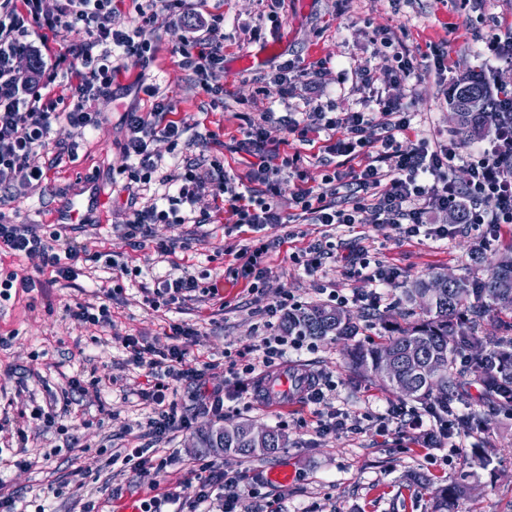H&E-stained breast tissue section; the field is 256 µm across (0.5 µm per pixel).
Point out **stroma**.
<instances>
[{"label": "stroma", "instance_id": "stroma-1", "mask_svg": "<svg viewBox=\"0 0 512 512\" xmlns=\"http://www.w3.org/2000/svg\"><path fill=\"white\" fill-rule=\"evenodd\" d=\"M188 4L203 15L224 17V74L219 78L223 101H212L200 77L181 68L176 49L182 26L161 25L155 61L143 70L128 66L115 79V98L106 108L107 120L100 131L88 136L73 156L48 146L42 157L51 166L47 181L28 196L0 206L6 221L33 224L43 232L86 193L88 185L106 184L90 215L92 228L80 232L78 239L89 251L112 252L118 260L143 270L138 277L115 279L84 263L75 285L59 283L0 301V389L12 399L9 414L32 408L21 385L35 389L43 399L60 393L69 378L78 375L88 383L82 409L93 421L91 427L78 429L73 418L64 416L51 429L29 430L26 455L35 459V466L0 471V482L6 491L44 504L47 512H80L89 500L104 503L107 512H125L127 499L141 501L154 495L158 478L153 470L133 473L110 462L116 449L149 442L144 425L150 409L138 397L147 383V371L127 364L119 339L136 336L149 343L163 339L170 317L148 309L144 295L156 277L176 263L189 268L202 285L218 288V299L185 301L180 318L197 331L190 350L215 363L206 380L224 389L229 408L225 421L250 420L280 430L288 440L287 448L272 457L225 456L200 448L198 432L216 420L194 404L187 385H180L179 408L189 416L191 426L175 432L165 448L170 477L182 497L194 496L188 466L204 456L225 472L241 476L239 512H431L435 489L460 479L472 493L460 501L458 512H512V416L485 412L478 398L458 405L462 412H484L485 425L477 436L459 438L453 451L445 445L425 449L407 444L394 428L378 435V419L390 406L413 410L417 404L380 383L355 380L343 343L320 340L314 351L290 354L284 364L285 370L323 373L335 381V395L322 407L296 399L282 405L263 402L258 394L263 374L238 379L223 367L226 353L257 341L256 326L267 304L285 295L302 307L322 304L323 287L346 296L363 291L364 283L350 276L345 255L366 254L397 271L384 289L383 309L370 310L358 302L347 306L360 320L359 340L371 342L384 336V317L402 323L411 320L416 307L408 302L406 291L416 280L436 272L471 280L486 277L502 254L512 253V233L496 241L492 252L476 258L472 247L480 237L464 224L442 241L422 236L405 239L387 224L351 228L276 224L264 231L275 244L274 272L254 294L229 273L234 259L225 253L226 248L251 243L249 227L226 231L224 212L207 196L201 205L212 211L211 223L156 224L141 245H132L118 227L127 178L112 174L123 162V112L150 107L149 98L132 88L140 77L157 88L175 118L192 132L207 135V143L190 144L189 156L218 157L234 173L244 174L248 156L234 150L241 138L239 115L248 112L256 118L269 108L277 118L266 127L268 139L279 144L281 152L300 154L313 184H320L325 171L322 145L328 132L301 141L287 135L278 119L289 108L302 106L307 96L334 105L339 112L356 110L361 94L354 68L359 64L373 69L376 91L388 92L384 72L392 62L381 43L385 37L402 40L417 59L418 68L407 80L413 90L416 134L433 143L456 138L448 93L460 74H484L495 87L512 88V67L489 68L479 54L483 36L496 26L512 25V0H188ZM438 49L448 53L449 69L441 75L425 67ZM285 61L302 73H314L313 82L297 88L295 98L287 101L274 92L257 95V88L266 85L276 66ZM161 243L172 251L170 262L155 260ZM317 243L334 246L336 256L310 274L294 258L302 247ZM103 288L113 293L111 324L95 325L69 315V307L94 301L95 291ZM96 377L107 379L108 387L92 388L90 381ZM334 412L343 413L346 432L318 434L319 419ZM489 443L498 454L483 466L474 449ZM276 467L288 469V484L271 481L269 474ZM76 470L81 471V480H74Z\"/></svg>", "mask_w": 512, "mask_h": 512}]
</instances>
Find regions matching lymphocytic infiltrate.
<instances>
[{"label": "lymphocytic infiltrate", "mask_w": 512, "mask_h": 512, "mask_svg": "<svg viewBox=\"0 0 512 512\" xmlns=\"http://www.w3.org/2000/svg\"><path fill=\"white\" fill-rule=\"evenodd\" d=\"M137 14V22L126 21L115 0H58L52 13L44 11L42 0H0V203L27 195L47 179L41 152L50 144L54 121L61 118L66 122L69 139L59 147L71 153L77 151L81 138L101 128L105 114L100 105L111 101L112 84L126 60L144 64L155 59L158 46L153 33L162 16L178 17L184 28L177 48L182 69L204 77L207 93L223 96V85L207 81L209 75L224 69L223 16L196 15L189 11L186 0H143ZM78 28L86 32V40L72 44L65 55L51 52L50 40ZM35 29L41 33L37 44L29 38ZM23 58L28 59L32 76H23L19 69ZM394 59L395 68L386 74L393 94L371 93L372 71L363 66L355 70L362 88L369 91L361 110L336 112L308 101L300 117L285 119L286 131L303 137L322 130L337 131L336 140L327 141L324 151L351 161L352 166H337L325 174L326 189L322 192L308 185L299 156L281 157L277 145L269 142L265 125L271 115L267 112L259 119L247 120L241 129L238 148L251 157L245 174L230 173L217 159L206 166L188 162L179 171L162 173L164 156L158 143L176 148L188 128L170 120L168 103L158 98L153 87L144 86V94L152 100L151 108L123 113L121 152L129 182L141 185L150 196L123 221L125 238L133 242L146 238L155 224L209 223L211 214L200 205L206 195L224 203L233 226L246 225L258 232L288 223L279 199L283 179L289 176L300 183L291 205L299 209L301 218L316 224H388L407 239L426 230L444 240L447 226L429 227L428 216L433 208L461 204L465 224L485 227L491 239H498L502 225L512 224V124L501 126L490 142L474 143L465 153L453 141L435 145L423 139L402 142L401 134L411 128L405 81L414 63L406 49L395 52ZM459 166L468 173L463 186L451 176ZM344 188L350 190L352 204L338 203ZM270 249V243L260 240L235 254L239 264L233 273L247 281L250 291H257L261 281L273 272ZM0 252L38 262L37 277L20 278L11 272L0 280V299L6 300L14 287L27 293L76 278L74 266L84 255L104 263L115 276L133 273L128 264L115 262L111 253L88 252L86 246L62 236L60 230L43 235L31 225L11 224L1 218ZM350 273L366 284L363 299L375 309L382 300L381 287L396 276L394 269L365 257L352 262ZM194 293L211 299L216 291L201 287L189 271L171 272L158 279L147 303L154 310L167 308ZM287 311L284 299L265 306L260 324L263 336L259 343L245 345L227 356L231 374L247 376L258 367L280 365L289 351L313 350L307 337L282 332L279 321ZM194 334L193 327L173 322L162 344L144 343L134 336L121 339L128 362L147 368L151 376L139 398L152 408L146 427L155 444L190 424L188 415L178 410L180 383L191 386L198 407L217 417L224 413L223 391L206 386L210 363L191 357L187 348L186 342ZM392 423L405 437H420L434 446L455 435L454 421L433 429L425 426L420 413L401 407L381 418L379 427L384 430ZM192 474L197 481L192 512H237L238 476L205 459L194 464Z\"/></svg>", "instance_id": "f902f5d3"}]
</instances>
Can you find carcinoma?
Returning <instances> with one entry per match:
<instances>
[{
  "label": "carcinoma",
  "mask_w": 512,
  "mask_h": 512,
  "mask_svg": "<svg viewBox=\"0 0 512 512\" xmlns=\"http://www.w3.org/2000/svg\"><path fill=\"white\" fill-rule=\"evenodd\" d=\"M497 95L487 78L461 74L449 98L458 113V129L468 137L485 139L497 127L512 121V112L496 107ZM512 293V263L496 262L486 278L469 282L433 274L417 280L407 292L422 316L398 327L379 342H357L347 349L349 365L361 380H376L404 398L425 406L437 417L448 414L452 404L470 396L477 385L483 403L497 413L512 414V317L500 321L502 335L491 339L479 335L480 319L493 310H509L503 296ZM281 328L313 339L332 336L350 340L358 335V318L346 310L324 304L289 310ZM392 356V376L379 374L378 363ZM463 358L466 366H457ZM286 437L272 429L268 442L259 447L249 435V422L224 427V452L241 457L269 456L286 447ZM468 491L455 481L433 492L432 512H454L455 503Z\"/></svg>",
  "instance_id": "cac0c4a2"
}]
</instances>
